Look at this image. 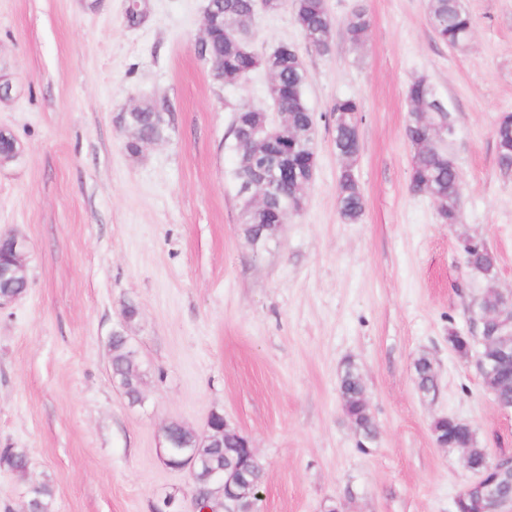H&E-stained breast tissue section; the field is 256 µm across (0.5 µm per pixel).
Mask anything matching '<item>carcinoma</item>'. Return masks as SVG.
<instances>
[{
    "mask_svg": "<svg viewBox=\"0 0 512 512\" xmlns=\"http://www.w3.org/2000/svg\"><path fill=\"white\" fill-rule=\"evenodd\" d=\"M224 19L223 28L205 46L201 57L213 80L220 83L242 82L252 72L265 67L271 75L269 95L276 111L285 113L283 122L276 126L267 123L266 111L249 103L234 109L232 118L233 142L230 146L232 163L230 179L236 190L241 211V230L248 240L257 242L261 250L271 241L276 231L271 217L280 214L288 220L301 212L303 185L317 165L315 121L306 99L308 71L295 64V54L276 46L265 55L251 47V26L260 12H276L279 0H210L208 2ZM296 25L305 44L319 55H327L332 48L333 19L326 0H292ZM427 15L435 36L450 48L464 47L474 31V20L460 0H427ZM350 43L363 44L369 28L367 9L360 4L344 20ZM410 108L405 135L414 150L410 171V188L427 194L437 202V212L444 224H455L461 208V176L450 153L436 147L431 137L434 125L454 123L449 112L436 106V95L430 82L420 76L408 86ZM169 106L166 102L145 103L121 114V119L134 129L127 136L125 150L135 157L141 153L143 140L160 142L168 137L170 129ZM330 112L334 118V145L343 166L338 182V206L342 220L347 224L361 221L365 203L355 173L360 152L359 123L361 107L351 97L338 98ZM494 148L497 165L504 173L512 171V113L504 112L494 129ZM261 182L270 184L265 204L256 206L247 194V188ZM468 269L479 282H490L497 276V257L482 241L467 246ZM110 364L112 378L125 388L129 402L143 400L146 371L142 368L138 351L129 337L119 331L110 337ZM415 384L429 395L436 391V374L429 358L421 356L414 362ZM485 388L501 400L512 403V369L492 371L482 376ZM339 391L343 410L350 421L359 424L369 441L377 437L372 416V405L365 380L351 361L344 365L339 377ZM175 435L172 447L163 449L166 458L175 464L187 456L196 460L190 473L194 487L207 490L205 497L196 501L197 508H212L214 502L224 501V492L215 490L213 470H230L237 463L233 448L236 436L228 431L224 440L209 443L183 424L171 425ZM435 437L448 440V447L464 449L461 465L470 469L481 465L485 449L478 446L476 432L439 417L433 422ZM29 467V455L24 448H0V469L24 473ZM32 512H53L54 489L49 481L31 485L28 490Z\"/></svg>",
    "mask_w": 512,
    "mask_h": 512,
    "instance_id": "1",
    "label": "carcinoma"
}]
</instances>
